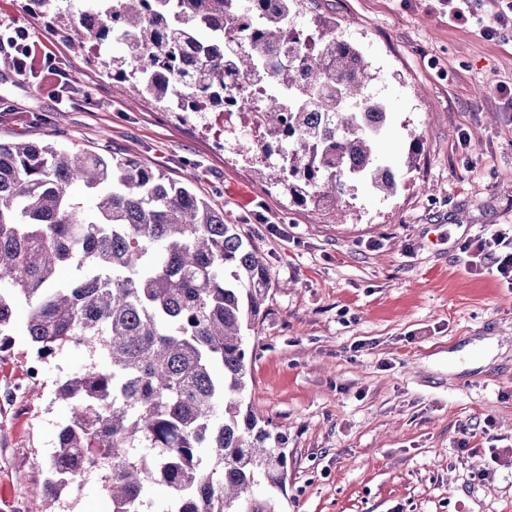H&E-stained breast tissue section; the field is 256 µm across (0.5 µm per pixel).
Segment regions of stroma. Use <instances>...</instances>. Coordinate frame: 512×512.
Wrapping results in <instances>:
<instances>
[{
	"label": "stroma",
	"mask_w": 512,
	"mask_h": 512,
	"mask_svg": "<svg viewBox=\"0 0 512 512\" xmlns=\"http://www.w3.org/2000/svg\"><path fill=\"white\" fill-rule=\"evenodd\" d=\"M317 14L374 67L392 196L359 182L345 212H312L260 181L232 136L131 102L63 41L66 104L0 55V139L136 156L260 250L274 285L247 399L284 436L283 512H512V467H488L489 449L512 446V288L464 248L512 225V109L496 92L512 85V28L449 26L434 0H313L298 21ZM489 337L497 357L474 366ZM89 361L73 345L36 361L19 334L0 352V512H112L99 470L56 502L31 494L69 416L55 390ZM488 419L479 453H460L461 426Z\"/></svg>",
	"instance_id": "stroma-1"
}]
</instances>
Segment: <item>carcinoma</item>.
<instances>
[{
    "label": "carcinoma",
    "instance_id": "carcinoma-1",
    "mask_svg": "<svg viewBox=\"0 0 512 512\" xmlns=\"http://www.w3.org/2000/svg\"><path fill=\"white\" fill-rule=\"evenodd\" d=\"M29 2L74 50L119 46L92 62L184 121L204 105L256 104L258 133L242 131L239 155L258 158L261 178L277 172L292 200L333 209L356 179L396 192V171L376 154L389 115L369 94L371 64L336 25L297 26L303 0H87L77 12ZM198 42L213 47L192 58ZM228 69L248 83L226 96ZM63 265L77 275L58 280ZM270 287L268 264L238 225L159 170L0 141V350L22 301L37 361L69 345L105 360L57 388L70 417L44 497L105 466L112 512H147L151 483L168 491L165 512H281L255 488L283 490V436L246 401L249 341Z\"/></svg>",
    "mask_w": 512,
    "mask_h": 512
}]
</instances>
